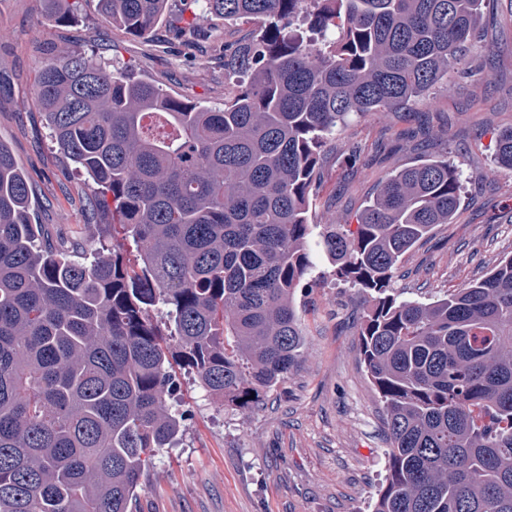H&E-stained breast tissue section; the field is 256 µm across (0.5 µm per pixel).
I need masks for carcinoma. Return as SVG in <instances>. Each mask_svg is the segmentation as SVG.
Listing matches in <instances>:
<instances>
[{
    "label": "carcinoma",
    "instance_id": "carcinoma-1",
    "mask_svg": "<svg viewBox=\"0 0 512 512\" xmlns=\"http://www.w3.org/2000/svg\"><path fill=\"white\" fill-rule=\"evenodd\" d=\"M57 24L67 0H42ZM133 36L167 0H94ZM268 22L224 47L249 74L201 108L93 54L44 63L34 98L93 208L132 237L90 240L32 223L33 187L0 142V512H129L182 414L172 362L240 410L294 368V301L313 266L308 214L320 151L350 117L424 98L478 47L484 0H205ZM512 169V128L497 134ZM461 173L446 157L401 168L323 236L336 275L376 294L363 363L386 407L374 512H512V258L432 303L388 293L398 263L453 223ZM166 307L163 322L152 309Z\"/></svg>",
    "mask_w": 512,
    "mask_h": 512
}]
</instances>
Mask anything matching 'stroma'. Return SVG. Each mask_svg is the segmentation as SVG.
I'll return each mask as SVG.
<instances>
[{"label": "stroma", "instance_id": "obj_1", "mask_svg": "<svg viewBox=\"0 0 512 512\" xmlns=\"http://www.w3.org/2000/svg\"><path fill=\"white\" fill-rule=\"evenodd\" d=\"M77 20L48 22L41 0H0V141L35 191L31 219L62 241L88 235L136 257L132 239L90 211V183L50 141L33 104L42 61L95 46L103 60L185 102L220 109L224 47L259 36L257 20L226 21L198 4L168 0L147 35L126 34L76 0ZM480 49L468 52L412 110L356 117L327 139L313 236L355 224L377 185L424 156H448L462 175L455 223L435 227L401 259L392 292L430 302L512 257V169L496 161L495 137L512 127V0H488ZM304 334L299 364L248 415L209 396L191 370L181 388V435L160 449L132 512H373L387 475L385 412L361 362L360 327L372 297L336 274L328 255L295 293Z\"/></svg>", "mask_w": 512, "mask_h": 512}]
</instances>
